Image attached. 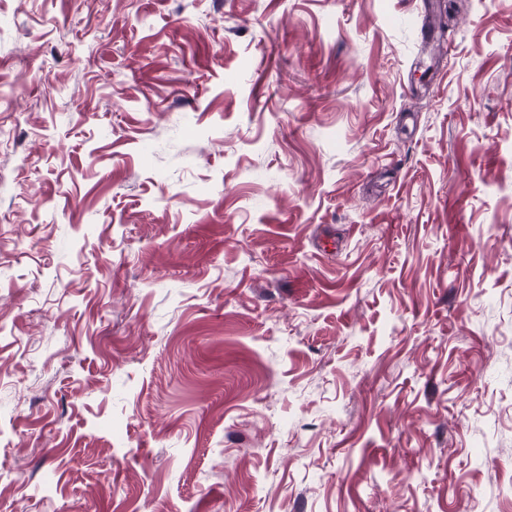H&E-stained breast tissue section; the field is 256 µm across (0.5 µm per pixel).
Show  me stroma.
I'll return each mask as SVG.
<instances>
[{"label": "stroma", "mask_w": 512, "mask_h": 512, "mask_svg": "<svg viewBox=\"0 0 512 512\" xmlns=\"http://www.w3.org/2000/svg\"><path fill=\"white\" fill-rule=\"evenodd\" d=\"M0 512H512V0H0Z\"/></svg>", "instance_id": "1"}]
</instances>
